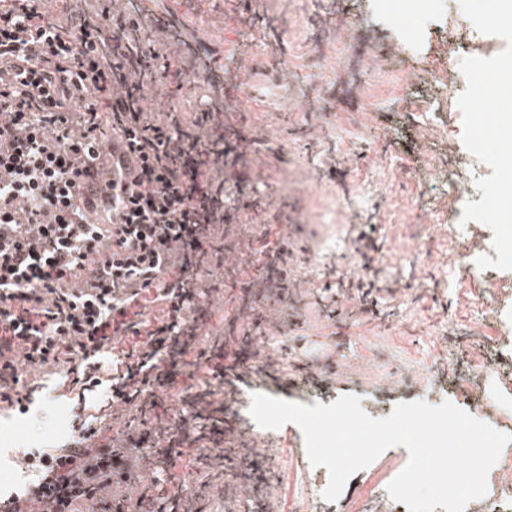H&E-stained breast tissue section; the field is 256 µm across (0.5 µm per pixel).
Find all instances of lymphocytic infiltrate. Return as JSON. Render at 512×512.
Wrapping results in <instances>:
<instances>
[{"label":"lymphocytic infiltrate","mask_w":512,"mask_h":512,"mask_svg":"<svg viewBox=\"0 0 512 512\" xmlns=\"http://www.w3.org/2000/svg\"><path fill=\"white\" fill-rule=\"evenodd\" d=\"M222 70L180 21L134 0H0V403L26 411L29 366L110 391L108 414L24 454L29 486L0 512H206L207 488L237 469L224 390L255 355L266 300L287 299L294 250L280 243L267 276L242 282L249 324L226 361L213 303L228 233L253 206L247 154L266 143L225 132L221 97L189 113L175 103L187 77L214 88ZM111 149L127 179L96 170ZM360 240L337 285L372 321L379 247ZM118 336L134 342L116 350ZM176 384L180 408L161 415ZM181 459L197 476L189 493Z\"/></svg>","instance_id":"lymphocytic-infiltrate-1"}]
</instances>
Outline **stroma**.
Wrapping results in <instances>:
<instances>
[{
  "mask_svg": "<svg viewBox=\"0 0 512 512\" xmlns=\"http://www.w3.org/2000/svg\"><path fill=\"white\" fill-rule=\"evenodd\" d=\"M430 7L448 23H432L420 51L410 53L397 37L401 14L390 9L389 21H381L372 0H141L146 15L178 18L214 50L233 76L223 89L225 112L246 113L242 134L267 144L246 169L259 203L238 228L241 252L250 253L262 235L300 247L288 276L304 320L301 340L284 353L288 338L270 310L266 333L254 343L264 365L245 371L231 409H244L256 393L325 405L354 394L369 417L382 419L403 402L441 404L450 388L461 403L486 394L482 418L512 433V404L497 398L512 385V358L486 360L499 342L512 343V296L492 309L483 305L494 284L512 287V270L484 269L461 284L447 278L455 242L478 238L479 255L490 256L493 233L452 214L443 170L467 153L459 91L425 88L428 70L452 73L463 58L494 56L506 43L478 32L459 0ZM281 52L289 59L284 67L275 63ZM361 73L370 77L371 96L363 94ZM417 222L435 231L423 258ZM362 230L381 248L380 315L340 327L326 315L323 286L352 264ZM309 259L314 268L303 269ZM312 358L335 362V373L303 379L294 366ZM486 365L492 374L474 378ZM31 377L29 412L0 410V424L11 430L0 445L1 469L17 449L59 445L76 415L94 414L107 399L98 390L82 406L58 375L40 369ZM234 427L236 442L259 461H275L267 485L272 512H351L349 501L363 496L370 512H394L387 487L409 460L405 447L385 450L329 502L322 497L329 473L310 464L296 424L265 433L242 418Z\"/></svg>",
  "mask_w": 512,
  "mask_h": 512,
  "instance_id": "1",
  "label": "stroma"
}]
</instances>
